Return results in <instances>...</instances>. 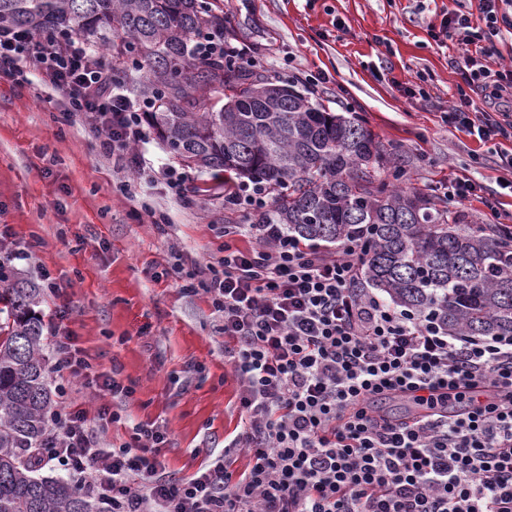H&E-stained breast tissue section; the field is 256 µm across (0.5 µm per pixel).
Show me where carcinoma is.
Masks as SVG:
<instances>
[{
    "mask_svg": "<svg viewBox=\"0 0 512 512\" xmlns=\"http://www.w3.org/2000/svg\"><path fill=\"white\" fill-rule=\"evenodd\" d=\"M0 25L83 36L112 54L117 80L132 61L154 104L146 118L179 164L212 171L218 188L266 185L274 222L304 239L340 244L366 226L362 276L390 301L437 311L450 334L512 336V251L499 230L398 186L394 153L358 117L235 58L197 56L196 43L224 38L222 0H0ZM42 297L0 262V512H94L68 480L37 476L41 461L27 455L56 408Z\"/></svg>",
    "mask_w": 512,
    "mask_h": 512,
    "instance_id": "cac0c4a2",
    "label": "carcinoma"
}]
</instances>
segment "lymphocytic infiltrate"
Returning <instances> with one entry per match:
<instances>
[{"label":"lymphocytic infiltrate","mask_w":512,"mask_h":512,"mask_svg":"<svg viewBox=\"0 0 512 512\" xmlns=\"http://www.w3.org/2000/svg\"><path fill=\"white\" fill-rule=\"evenodd\" d=\"M505 0H464L443 17L463 76L443 123L498 146L512 173V65L491 68ZM0 81L57 95L63 120L81 116L113 165L160 177L185 196L188 176L155 170L136 150L150 106L124 94L106 56L70 33L0 28ZM224 206L252 216L224 227L222 256L183 281L218 312L224 355L244 415L224 453L188 478L165 471L167 430L137 423L128 441L108 434L121 420L109 404H76L72 386L126 400L132 386L101 380L64 323L74 312L66 284L47 278L55 314L47 331L60 405L42 444L78 490L112 512H512V336L449 335L437 314L395 306L362 278L364 244L336 249L303 242L269 216V192L248 184ZM244 238L248 248L234 247ZM488 386L486 402L473 398ZM411 396L425 416L407 423L379 414L377 398ZM246 452L243 473L230 456Z\"/></svg>","instance_id":"f902f5d3"}]
</instances>
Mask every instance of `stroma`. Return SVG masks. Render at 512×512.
Instances as JSON below:
<instances>
[{
  "label": "stroma",
  "instance_id": "stroma-1",
  "mask_svg": "<svg viewBox=\"0 0 512 512\" xmlns=\"http://www.w3.org/2000/svg\"><path fill=\"white\" fill-rule=\"evenodd\" d=\"M452 0H224L236 41L259 45L255 70L330 111L357 113L415 187L442 197L467 176L512 211V191L490 145L446 127L460 77L456 42L436 43ZM325 74L310 90L306 77ZM423 83L425 97L410 95ZM60 100L0 82V231L36 242L28 278L42 271L72 282L67 322L98 372L119 370L134 394L116 409L132 422L161 421L169 474L187 478L224 450L241 424L238 382L224 358L220 321L180 277L215 258L228 224L224 192L200 194L205 171L188 170L186 199L161 183L117 170L80 120L61 121ZM166 215L159 231L150 211Z\"/></svg>",
  "mask_w": 512,
  "mask_h": 512
}]
</instances>
